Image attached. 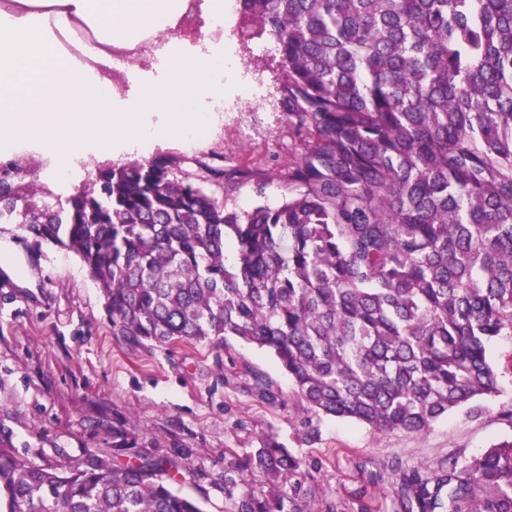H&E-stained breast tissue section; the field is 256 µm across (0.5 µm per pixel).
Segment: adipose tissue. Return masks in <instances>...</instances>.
I'll use <instances>...</instances> for the list:
<instances>
[{
  "mask_svg": "<svg viewBox=\"0 0 512 512\" xmlns=\"http://www.w3.org/2000/svg\"><path fill=\"white\" fill-rule=\"evenodd\" d=\"M22 2V9L0 10L1 147L36 142L62 168L85 144L107 135L133 146L147 137L197 133L205 122L200 102L223 92L216 81L225 69L223 55H194L176 40L158 54L159 77L141 80L123 102L105 73L111 57L93 69L51 56L50 7L95 26L103 42L131 46L144 34L175 28L184 0Z\"/></svg>",
  "mask_w": 512,
  "mask_h": 512,
  "instance_id": "obj_1",
  "label": "adipose tissue"
}]
</instances>
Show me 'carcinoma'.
I'll return each instance as SVG.
<instances>
[{"mask_svg": "<svg viewBox=\"0 0 512 512\" xmlns=\"http://www.w3.org/2000/svg\"><path fill=\"white\" fill-rule=\"evenodd\" d=\"M277 42L299 138L288 196L229 211L156 156L99 170L0 224L74 252L133 348L270 353L304 410L421 432L499 393L512 335V0H242ZM233 241L236 260L226 263ZM254 395L277 401L253 377ZM36 463L0 424V512H203L165 456ZM304 462L274 437L224 463L233 512H306ZM260 473L268 490H242ZM403 512H512V439L400 476Z\"/></svg>", "mask_w": 512, "mask_h": 512, "instance_id": "carcinoma-1", "label": "carcinoma"}]
</instances>
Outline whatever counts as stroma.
Returning a JSON list of instances; mask_svg holds the SVG:
<instances>
[{"mask_svg": "<svg viewBox=\"0 0 512 512\" xmlns=\"http://www.w3.org/2000/svg\"><path fill=\"white\" fill-rule=\"evenodd\" d=\"M269 34L253 29L228 46L236 68L262 88L223 110L203 107L208 121L195 140L157 136L136 148L122 141L88 147L57 177L40 147L16 146L8 155L36 178L25 187L30 203L62 198L88 187L100 168L171 159L173 177L198 179L226 209L275 206L288 193L286 174L298 144L280 103L277 51H261ZM236 168L250 178L232 177ZM499 396L478 410L448 415L423 432L378 433L368 426L303 411L288 375L266 352L173 345L131 348L113 335L101 289L80 258L31 236L21 224H0V424L10 428L19 453L35 462L83 461L112 453L123 433V455L188 457L191 471L174 486L202 501L205 512H232L224 497V459L276 437L302 455L311 512H401L399 477L417 467L438 469L469 460L512 437V336L491 348ZM264 375L278 395L259 401L251 373ZM316 430L306 439L305 424Z\"/></svg>", "mask_w": 512, "mask_h": 512, "instance_id": "stroma-1", "label": "stroma"}]
</instances>
